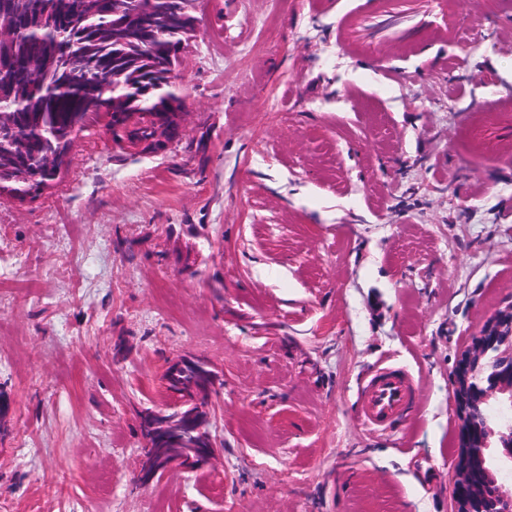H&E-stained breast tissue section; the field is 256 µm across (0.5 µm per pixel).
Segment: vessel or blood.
<instances>
[{
	"instance_id": "1",
	"label": "vessel or blood",
	"mask_w": 512,
	"mask_h": 512,
	"mask_svg": "<svg viewBox=\"0 0 512 512\" xmlns=\"http://www.w3.org/2000/svg\"><path fill=\"white\" fill-rule=\"evenodd\" d=\"M441 31L457 37L459 23L447 0H372L368 9L349 14L340 22L338 36L347 45H372L383 40L418 47L426 32ZM359 413L364 423L385 429L416 409L411 379L389 367L374 369L361 382Z\"/></svg>"
}]
</instances>
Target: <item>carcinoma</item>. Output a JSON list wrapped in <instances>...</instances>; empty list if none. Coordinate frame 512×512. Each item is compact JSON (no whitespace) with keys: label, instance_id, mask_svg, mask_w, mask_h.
I'll use <instances>...</instances> for the list:
<instances>
[{"label":"carcinoma","instance_id":"cac0c4a2","mask_svg":"<svg viewBox=\"0 0 512 512\" xmlns=\"http://www.w3.org/2000/svg\"><path fill=\"white\" fill-rule=\"evenodd\" d=\"M0 29V186L35 195L51 179L42 159L70 150L74 138L112 116V102L141 114L132 137L154 136L151 116L172 96L169 74L179 46L195 29L192 0H8ZM24 145L19 150L18 145ZM171 387L187 405L162 417L171 438L147 448L145 467L157 471L212 444L210 391L186 365Z\"/></svg>","mask_w":512,"mask_h":512}]
</instances>
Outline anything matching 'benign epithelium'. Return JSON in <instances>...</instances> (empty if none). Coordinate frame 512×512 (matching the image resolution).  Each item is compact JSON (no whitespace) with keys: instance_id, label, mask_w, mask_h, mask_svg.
Masks as SVG:
<instances>
[{"instance_id":"1","label":"benign epithelium","mask_w":512,"mask_h":512,"mask_svg":"<svg viewBox=\"0 0 512 512\" xmlns=\"http://www.w3.org/2000/svg\"><path fill=\"white\" fill-rule=\"evenodd\" d=\"M176 124L157 120L152 146L143 149L119 137L122 122L112 123V148L123 153L163 154L184 138V103L176 96L168 101ZM456 415L460 422L458 453L454 460L453 512H512V486L503 471L512 469V421L479 423V413L491 407L512 411V302L490 317L462 351L453 375ZM215 454L205 448L181 462L196 471Z\"/></svg>"}]
</instances>
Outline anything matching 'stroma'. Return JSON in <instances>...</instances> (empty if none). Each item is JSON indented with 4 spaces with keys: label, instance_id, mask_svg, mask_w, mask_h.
<instances>
[{
    "label": "stroma",
    "instance_id": "1",
    "mask_svg": "<svg viewBox=\"0 0 512 512\" xmlns=\"http://www.w3.org/2000/svg\"><path fill=\"white\" fill-rule=\"evenodd\" d=\"M365 0H196L185 138L81 133L0 199V512H451L453 373L512 303V0L421 50L342 49ZM190 271H183V263ZM182 358L223 385L213 458L138 482ZM419 407L362 424V375Z\"/></svg>",
    "mask_w": 512,
    "mask_h": 512
}]
</instances>
